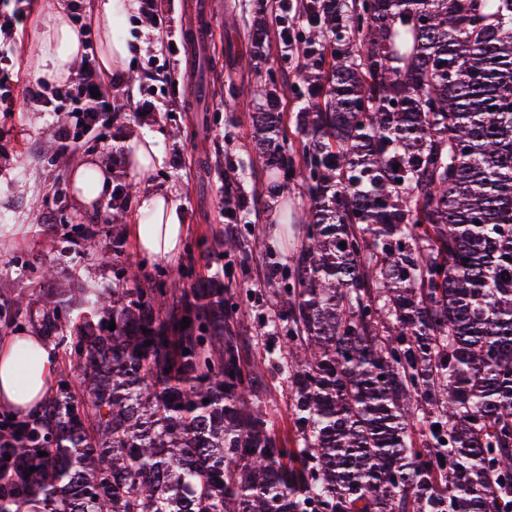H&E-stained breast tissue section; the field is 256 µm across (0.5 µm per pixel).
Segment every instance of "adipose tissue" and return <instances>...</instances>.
I'll return each mask as SVG.
<instances>
[{
  "instance_id": "1",
  "label": "adipose tissue",
  "mask_w": 512,
  "mask_h": 512,
  "mask_svg": "<svg viewBox=\"0 0 512 512\" xmlns=\"http://www.w3.org/2000/svg\"><path fill=\"white\" fill-rule=\"evenodd\" d=\"M138 8L137 0H94L93 18L102 37L99 64L105 72L126 69L135 55L137 42L121 36L119 29ZM84 53L83 37L70 25L65 11H48L38 60L39 77L56 84L69 80ZM126 161L131 175L144 181L163 167L165 156L156 137L147 133L130 142ZM70 182L76 201L87 206L112 187L104 168L92 161L74 165ZM131 232L139 252L171 257L180 249L186 226L168 195L143 190L135 199ZM58 367V356L39 337L17 336L0 341V405L22 412L38 410Z\"/></svg>"
}]
</instances>
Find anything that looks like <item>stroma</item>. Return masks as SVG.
I'll return each mask as SVG.
<instances>
[{
  "instance_id": "obj_1",
  "label": "stroma",
  "mask_w": 512,
  "mask_h": 512,
  "mask_svg": "<svg viewBox=\"0 0 512 512\" xmlns=\"http://www.w3.org/2000/svg\"><path fill=\"white\" fill-rule=\"evenodd\" d=\"M268 11L281 10L279 0H209L213 39L207 53L189 61L176 31L179 0H161L159 23L135 29L140 51L123 72L118 89L134 100L164 103L162 112H136L132 107L112 116V140L90 141L86 153L58 152V126L71 123L67 112H40L18 105L0 117V151L10 159L0 169V339L37 336L52 344L45 319L50 302L69 303L82 288L112 285L113 264L138 270L139 288L172 280L185 288L220 280L234 298L229 318L230 340L242 363L255 376V393L267 406L273 430L284 447L295 445L292 395L274 358L283 342L282 330L265 319L272 310V265L290 263L302 242L298 227L307 204L300 181L287 189L274 187L256 153L248 113L259 100L252 90L266 69L276 72L280 110L293 122L304 102L295 88L298 54L295 43L304 36L293 28L292 44L276 51L256 68L242 67L249 52L247 30L258 2ZM68 7V0H29V18L19 36L21 79L34 75L45 12ZM164 73L167 84L147 80V73ZM142 133L159 137L164 167L150 177V186L169 195L180 210L187 233L172 258L139 252L130 235L134 201L126 199L120 223H111L110 198L79 204L69 170L84 157L111 161L113 184L134 185L126 169L130 139ZM240 197L245 219L229 216L226 195ZM240 239L234 253L224 251L227 236Z\"/></svg>"
}]
</instances>
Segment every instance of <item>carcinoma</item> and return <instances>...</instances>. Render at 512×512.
<instances>
[{
  "mask_svg": "<svg viewBox=\"0 0 512 512\" xmlns=\"http://www.w3.org/2000/svg\"><path fill=\"white\" fill-rule=\"evenodd\" d=\"M288 21L320 46L300 166L271 70L250 119L309 198L272 294L297 447L224 341V289L132 291L121 267L50 325L81 392L66 369L40 419L0 425V512H512V0L260 10L248 65Z\"/></svg>",
  "mask_w": 512,
  "mask_h": 512,
  "instance_id": "cac0c4a2",
  "label": "carcinoma"
}]
</instances>
